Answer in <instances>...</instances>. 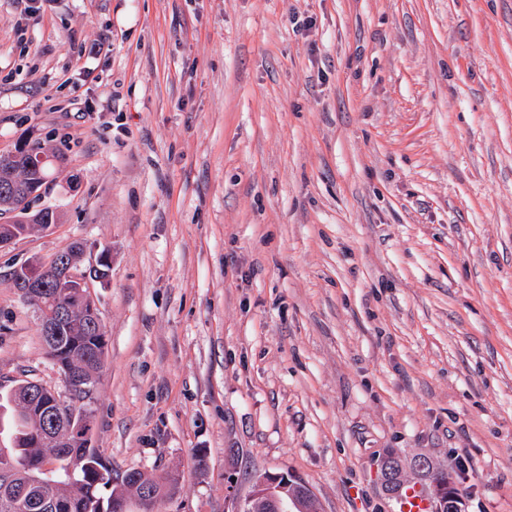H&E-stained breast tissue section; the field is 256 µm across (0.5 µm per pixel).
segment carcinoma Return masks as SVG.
<instances>
[{
    "mask_svg": "<svg viewBox=\"0 0 512 512\" xmlns=\"http://www.w3.org/2000/svg\"><path fill=\"white\" fill-rule=\"evenodd\" d=\"M44 304L48 310L37 305L35 311L40 320H52L57 328V335L45 341L47 354L64 378L87 377L70 390V400L90 419L107 346L105 332L92 326L80 310L57 322L52 302ZM56 395L27 379L0 394V409L11 411L10 446L0 448V512H44V500L55 504L54 512H112L115 498L148 493L163 501L176 494V479L159 480L136 469L125 471L122 481L113 485L112 467L96 448L85 447L71 420L52 418Z\"/></svg>",
    "mask_w": 512,
    "mask_h": 512,
    "instance_id": "1",
    "label": "carcinoma"
}]
</instances>
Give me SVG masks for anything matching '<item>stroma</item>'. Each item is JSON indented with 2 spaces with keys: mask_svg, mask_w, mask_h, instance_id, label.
Here are the masks:
<instances>
[{
  "mask_svg": "<svg viewBox=\"0 0 512 512\" xmlns=\"http://www.w3.org/2000/svg\"><path fill=\"white\" fill-rule=\"evenodd\" d=\"M60 160L0 248V391H64L6 275L80 239L93 444L225 512L289 471L393 512L386 451L512 512V0H0V154ZM31 212H32L31 210H25V211L17 210L15 213L16 214L21 213L23 215V217H20L19 219H21V221L24 224H0L1 236L4 233L12 232V234L15 235L16 239H20V238H23V237L27 236L28 234H30V232H32L36 228L35 226H32L33 224H36V226L38 228H44V229H47L51 226V224H41L40 216L31 215ZM32 213L33 214H37V213L44 214L43 219L51 218L54 220V224L56 223L57 215H56V212L51 207H43L38 210H33ZM25 224H28V225L26 226ZM10 227L12 228V231L9 229ZM12 241H14V238H12L10 235L2 236L0 238V247L2 248L4 246H6L7 244L11 243Z\"/></svg>",
  "mask_w": 512,
  "mask_h": 512,
  "instance_id": "35a3bbf8",
  "label": "stroma"
}]
</instances>
